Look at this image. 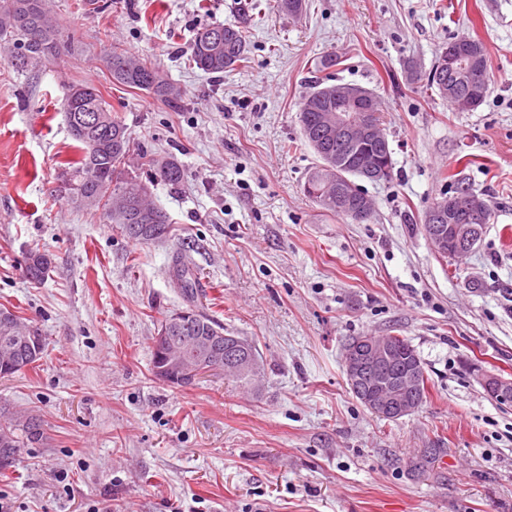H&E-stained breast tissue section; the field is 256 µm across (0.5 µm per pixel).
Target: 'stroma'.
<instances>
[{"label": "stroma", "instance_id": "1", "mask_svg": "<svg viewBox=\"0 0 512 512\" xmlns=\"http://www.w3.org/2000/svg\"><path fill=\"white\" fill-rule=\"evenodd\" d=\"M49 0L71 49L18 72L0 57V308L48 347L0 378V422L39 418L47 441L0 471V512H512V407L478 381L512 380V0ZM245 22L246 63L214 77L189 64L196 31ZM488 52L491 90L462 112L408 64L430 69L449 38ZM182 90L166 101L118 84L112 48ZM371 89L394 169L364 182L356 223L302 185L318 158L298 121L315 63ZM94 85L136 146L178 160L151 188L168 239L140 244L59 193L78 160L63 100ZM492 219L459 261L422 231L457 180ZM189 246L200 310L255 343L259 384L210 372L172 387L152 373L165 317L186 306L172 258ZM49 255L41 282L28 251ZM407 338L423 406L395 421L349 390L352 336ZM426 448L442 454L415 476Z\"/></svg>", "mask_w": 512, "mask_h": 512}]
</instances>
